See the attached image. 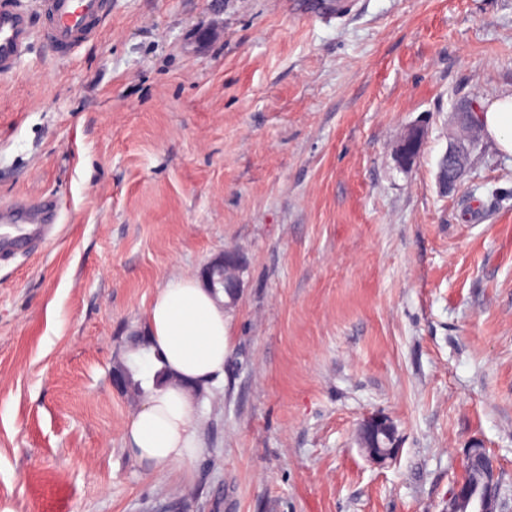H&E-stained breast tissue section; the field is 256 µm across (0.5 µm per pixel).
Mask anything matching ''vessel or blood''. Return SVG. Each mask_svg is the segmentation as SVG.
Instances as JSON below:
<instances>
[{"label": "vessel or blood", "mask_w": 512, "mask_h": 512, "mask_svg": "<svg viewBox=\"0 0 512 512\" xmlns=\"http://www.w3.org/2000/svg\"><path fill=\"white\" fill-rule=\"evenodd\" d=\"M44 17L34 29L24 6L0 8V76L10 75L33 39H41L62 57H72L93 40L110 12L109 0H39ZM52 196L18 197L0 203V262L39 247L59 218Z\"/></svg>", "instance_id": "vessel-or-blood-1"}]
</instances>
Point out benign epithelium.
Wrapping results in <instances>:
<instances>
[{
  "instance_id": "1",
  "label": "benign epithelium",
  "mask_w": 512,
  "mask_h": 512,
  "mask_svg": "<svg viewBox=\"0 0 512 512\" xmlns=\"http://www.w3.org/2000/svg\"><path fill=\"white\" fill-rule=\"evenodd\" d=\"M458 115L464 136L450 143L438 166V181L443 191L453 189L466 170L471 147L482 135V127L470 106L460 108ZM424 129L412 125L400 136L395 154L403 166H411L418 155ZM245 259L236 252H224L205 264L199 277L212 293L225 291L224 306L238 300ZM358 441L370 461L383 465L399 448V436L394 422L377 412L364 418L358 427ZM502 480L494 458L484 448L467 449L463 460V478L448 493L446 512H503Z\"/></svg>"
}]
</instances>
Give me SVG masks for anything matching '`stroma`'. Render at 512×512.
Returning <instances> with one entry per match:
<instances>
[{"mask_svg":"<svg viewBox=\"0 0 512 512\" xmlns=\"http://www.w3.org/2000/svg\"><path fill=\"white\" fill-rule=\"evenodd\" d=\"M511 93L512 0H111L77 56L34 41L0 76V202L61 211L0 264V512H443L471 446L512 512V157L484 135L437 180L457 107ZM227 250L185 485L126 453L110 373L158 288ZM424 136V129L418 125H412L400 136L395 154L398 162L403 166H411L418 155V148ZM360 448L374 464L383 465L392 459L399 448V436L394 422L377 412L364 418L358 427Z\"/></svg>","mask_w":512,"mask_h":512,"instance_id":"1","label":"stroma"}]
</instances>
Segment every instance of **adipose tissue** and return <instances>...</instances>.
<instances>
[{
	"label": "adipose tissue",
	"mask_w": 512,
	"mask_h": 512,
	"mask_svg": "<svg viewBox=\"0 0 512 512\" xmlns=\"http://www.w3.org/2000/svg\"><path fill=\"white\" fill-rule=\"evenodd\" d=\"M478 119L496 149L512 155V94L489 102ZM145 317L149 349L135 360L162 355L171 381L152 389L126 421L125 439L130 454L150 471L188 480L202 450L196 394L224 376V303L194 277L177 275L159 288Z\"/></svg>",
	"instance_id": "obj_1"
}]
</instances>
